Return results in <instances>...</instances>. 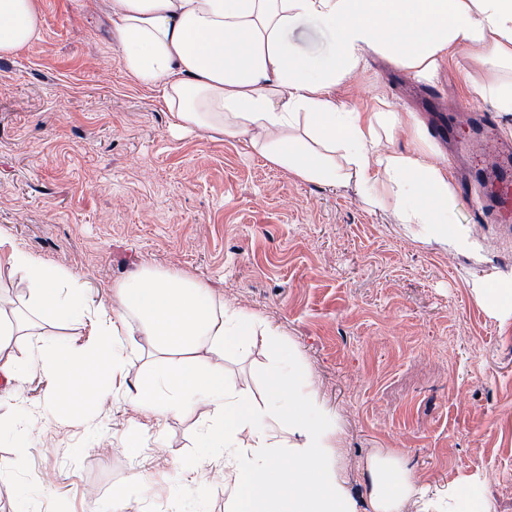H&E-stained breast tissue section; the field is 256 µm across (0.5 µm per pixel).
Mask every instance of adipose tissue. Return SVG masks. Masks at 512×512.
<instances>
[{"instance_id": "1", "label": "adipose tissue", "mask_w": 512, "mask_h": 512, "mask_svg": "<svg viewBox=\"0 0 512 512\" xmlns=\"http://www.w3.org/2000/svg\"><path fill=\"white\" fill-rule=\"evenodd\" d=\"M334 36L327 60L291 41L306 21ZM119 60L143 83L159 87L176 128L211 130L249 143L265 160L308 182L355 177L369 204L393 197L400 223L423 224L455 249L473 248L455 216L447 172L418 154L383 145L400 122L386 109L362 116L336 108L330 89L365 64L367 52L391 58L416 78L437 76L449 47L481 48L512 70V0H115L110 17ZM35 0H0V55L39 32ZM344 164H337L335 151ZM6 267L19 277L31 313L0 314V372L40 367L49 406L69 414L106 391L164 423L207 408L202 438L224 465L232 489L225 512H358L335 457L336 430L309 392L310 375L279 334L265 328L276 358L263 401L228 384L219 362L255 340L254 319L225 309L197 280L143 269L112 289L113 302L91 309L77 279L16 247L0 228ZM89 324L91 344L52 347L40 321ZM145 337L154 367L127 386L134 337ZM27 341L29 356L13 353ZM287 427L295 443L278 439ZM373 512H403L417 493L407 461L385 451L369 464ZM442 512H492L478 481L441 497Z\"/></svg>"}]
</instances>
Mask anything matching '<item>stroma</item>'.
<instances>
[{
    "mask_svg": "<svg viewBox=\"0 0 512 512\" xmlns=\"http://www.w3.org/2000/svg\"><path fill=\"white\" fill-rule=\"evenodd\" d=\"M37 3L38 35L0 56V227L14 244L67 269L95 306L153 268L192 277L257 328H276L336 423L339 471L359 512H372L368 462L381 450L408 461L425 496L477 478L494 512H512V318L476 294L488 278L512 279V237L460 199L477 247L453 249L368 204L354 179L306 182L247 142L176 130L160 91L119 62L114 0ZM496 75L476 50L449 49L432 87L463 107L460 142L480 134L474 109L512 138V112L481 92ZM421 86L372 54L331 96L352 112L394 109L402 124L388 146L464 167L434 137L445 115L415 96ZM273 358L256 342L227 355L224 378L262 399ZM47 393L37 368L0 390V461L13 459L16 433L27 443L23 464L0 473V512H113L119 486L132 512H224L222 467L200 445L207 409L157 428L120 395L60 416ZM132 432L136 459L125 450ZM138 466L157 491L131 484Z\"/></svg>",
    "mask_w": 512,
    "mask_h": 512,
    "instance_id": "35a3bbf8",
    "label": "stroma"
}]
</instances>
